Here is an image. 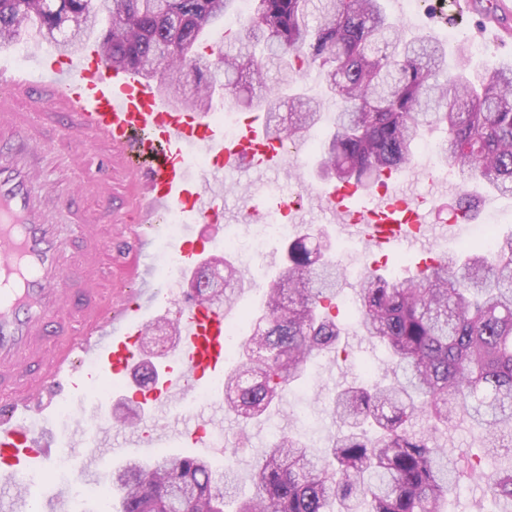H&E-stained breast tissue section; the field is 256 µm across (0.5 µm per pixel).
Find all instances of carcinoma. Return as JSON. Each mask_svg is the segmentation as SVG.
Here are the masks:
<instances>
[{
	"label": "carcinoma",
	"mask_w": 512,
	"mask_h": 512,
	"mask_svg": "<svg viewBox=\"0 0 512 512\" xmlns=\"http://www.w3.org/2000/svg\"><path fill=\"white\" fill-rule=\"evenodd\" d=\"M0 0V48L32 23L76 49L98 33L112 65L153 81L178 107L209 112L224 92L243 112L264 111L268 135L304 142L324 99L296 92L315 69L338 99L333 128L318 143L320 172L338 183L377 184L384 171L411 166L424 132L445 131L437 162L512 194V64L470 79L448 72L444 46L405 37L383 0ZM109 25L100 27L101 16ZM224 31L222 67L202 50L205 32ZM195 80L191 94L176 95ZM345 268L327 233L285 242L273 288L259 312L246 314L251 335L238 365L224 373V401L242 425L266 419L285 389L310 377L320 356L344 334L336 298ZM243 287L226 250L200 274L197 299L230 304ZM352 316L362 336L385 350V377L350 384L332 399L336 434L324 455L282 435L257 459L254 490L236 501L233 464L218 474L199 456L132 459L112 470V492L98 512H174L170 492L185 487L186 512H444L454 482L487 483L495 512H512V469H483L437 442L448 426L477 428L485 457L512 450V236L497 249L467 244L457 255L409 276L367 268ZM426 419L425 431L412 421Z\"/></svg>",
	"instance_id": "obj_1"
}]
</instances>
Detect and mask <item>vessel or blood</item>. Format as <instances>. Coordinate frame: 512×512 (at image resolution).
<instances>
[{
  "mask_svg": "<svg viewBox=\"0 0 512 512\" xmlns=\"http://www.w3.org/2000/svg\"><path fill=\"white\" fill-rule=\"evenodd\" d=\"M191 146L214 159L209 177L193 173ZM61 152L81 176L57 185L43 161ZM287 158L263 124L250 122L237 140H225L212 113L172 108L153 83L113 69L93 47L40 59L27 72L0 63V478L12 486L0 496V512H65L64 491L46 497L26 482L29 473L49 470L61 447L85 458L78 475L87 478L93 461L159 443L141 424L115 426L104 401L67 434L32 430L27 415L52 412L62 397L107 380L159 418L190 385L223 373V301L173 299L143 258L162 217L177 209L186 219L175 243L181 269L199 272L209 243L198 227L224 221L223 173L278 174ZM118 165L129 181L126 211L105 209L78 228L53 221L73 193H103ZM320 195L365 244L403 249L437 234L407 193L343 183ZM77 232L90 257L80 268L67 260ZM100 252L123 268L134 293L100 291L106 271L91 260ZM162 310L175 317L177 363L154 384L131 382L141 342ZM211 426L199 412L183 435L210 448Z\"/></svg>",
  "mask_w": 512,
  "mask_h": 512,
  "instance_id": "b4317fda",
  "label": "vessel or blood"
}]
</instances>
